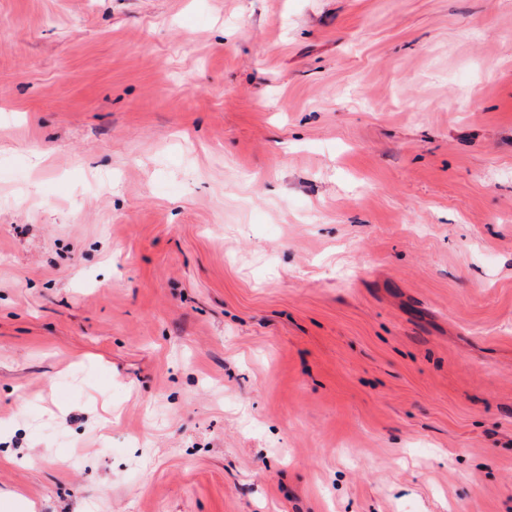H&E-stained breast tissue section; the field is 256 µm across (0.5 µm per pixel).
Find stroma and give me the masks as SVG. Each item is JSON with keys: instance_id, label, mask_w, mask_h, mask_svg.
I'll list each match as a JSON object with an SVG mask.
<instances>
[{"instance_id": "35a3bbf8", "label": "stroma", "mask_w": 512, "mask_h": 512, "mask_svg": "<svg viewBox=\"0 0 512 512\" xmlns=\"http://www.w3.org/2000/svg\"><path fill=\"white\" fill-rule=\"evenodd\" d=\"M512 512V0H0V512Z\"/></svg>"}]
</instances>
